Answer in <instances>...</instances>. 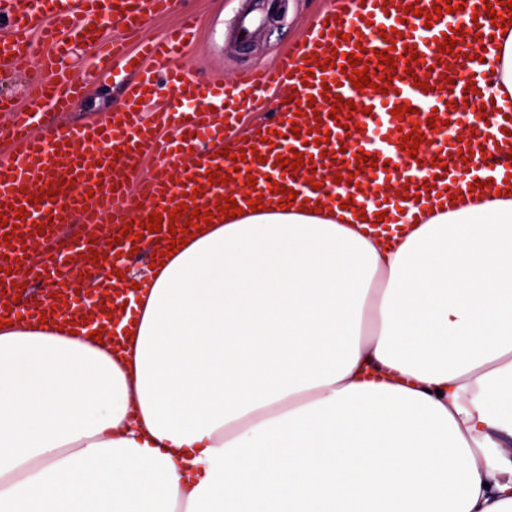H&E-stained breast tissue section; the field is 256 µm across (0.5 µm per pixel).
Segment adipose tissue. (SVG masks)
Instances as JSON below:
<instances>
[{
  "label": "adipose tissue",
  "instance_id": "adipose-tissue-1",
  "mask_svg": "<svg viewBox=\"0 0 512 512\" xmlns=\"http://www.w3.org/2000/svg\"><path fill=\"white\" fill-rule=\"evenodd\" d=\"M313 204L156 246L136 319L97 278L0 327V512H512V200Z\"/></svg>",
  "mask_w": 512,
  "mask_h": 512
}]
</instances>
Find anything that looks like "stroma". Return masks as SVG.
Listing matches in <instances>:
<instances>
[{
  "label": "stroma",
  "instance_id": "35a3bbf8",
  "mask_svg": "<svg viewBox=\"0 0 512 512\" xmlns=\"http://www.w3.org/2000/svg\"><path fill=\"white\" fill-rule=\"evenodd\" d=\"M328 3L329 0H279L276 11L270 14L264 0H253L251 8L261 14L262 20L245 34L240 29L241 0H172L167 13L148 20L128 43L133 46L161 37L185 17H193L196 39L174 60V67L204 81L227 84L243 69L275 65ZM92 61V52L81 43L73 45L65 58L68 77L78 93L67 111L56 113L57 124L99 122L110 109L121 106L122 97L111 71H104L95 82H87Z\"/></svg>",
  "mask_w": 512,
  "mask_h": 512
}]
</instances>
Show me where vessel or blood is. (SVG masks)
<instances>
[{"label":"vessel or blood","mask_w":512,"mask_h":512,"mask_svg":"<svg viewBox=\"0 0 512 512\" xmlns=\"http://www.w3.org/2000/svg\"><path fill=\"white\" fill-rule=\"evenodd\" d=\"M500 0H420L431 17L408 12L409 0H332L330 8L304 34L303 39L278 65L244 72L231 85L205 83L184 72L170 71L169 81L180 104L163 111L158 120L145 121L139 104L146 91L154 90L158 66L170 63L195 38V27L186 23L138 51H122L103 43L98 27L111 20L114 28L130 33L146 19L167 9L169 0H0V71L12 72L33 39H41L50 59L63 57L70 42L81 39L94 48L97 61L113 60L137 74L126 84L125 101L110 119L92 125L63 127L54 113L66 111L74 88L64 69H52L30 80L23 106L13 107L8 133L14 149L0 160V237L15 227L26 233L16 241L12 257L0 260V314L27 317L42 310L33 284L55 281V296L73 301L74 290L60 282L64 254H105L109 250L131 252L142 225L151 212L168 216L174 207L187 204L202 211L225 204V179L254 178L250 192L235 193L236 206L269 194L273 183L303 197L310 190L304 176H323V194L331 205L354 201L360 209L387 208L393 221L405 223L408 210L421 206H447L445 185L469 189L489 182L491 189L512 195V101L486 104L470 116L467 106L478 101L483 74L492 61L499 30L492 26L487 5ZM398 38H385L388 30ZM452 36V52L442 53L445 37ZM365 48L359 66L368 70L369 87L355 89L341 66L350 54ZM416 48L418 56L402 61L403 52ZM397 68L386 73V58ZM328 63L318 69V60ZM283 102L271 123L267 142L234 141L228 156L215 149L198 148L196 163L184 166L189 147L210 128L214 113L237 116L265 109L274 95ZM342 96L347 105L334 109L332 99ZM397 106L404 115H394ZM355 118L365 128L380 131L387 151L378 153L377 165L358 168V146L353 145L345 124ZM438 118L436 127L427 119ZM173 127L172 139H162V127ZM300 135H293V128ZM464 130L462 139L453 131ZM420 136L416 154L403 149V137ZM303 153L300 169L288 167L294 153ZM161 158L155 176L145 177L146 156ZM447 168H440V161ZM220 169L221 181L208 177ZM364 171L375 192L346 183L349 174ZM405 184L399 196H387L392 182ZM25 216L16 217L17 208ZM109 218V235H97L102 218ZM80 225L79 234L68 237L63 248L39 252L30 262L25 250L39 234L53 236L54 224ZM28 268V288L9 280L8 267Z\"/></svg>","instance_id":"obj_1"}]
</instances>
